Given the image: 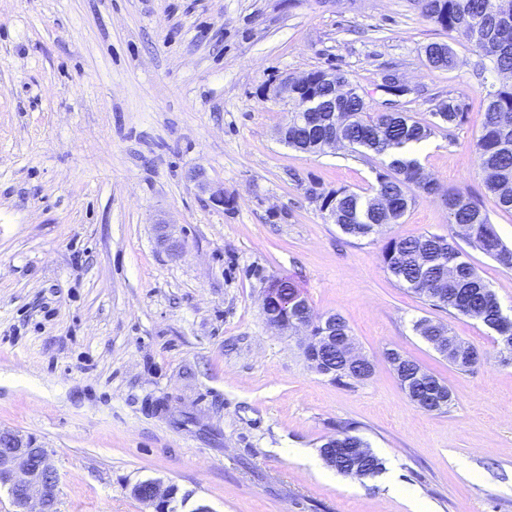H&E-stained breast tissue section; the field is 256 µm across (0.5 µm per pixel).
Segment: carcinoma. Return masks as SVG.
I'll return each mask as SVG.
<instances>
[{
    "mask_svg": "<svg viewBox=\"0 0 512 512\" xmlns=\"http://www.w3.org/2000/svg\"><path fill=\"white\" fill-rule=\"evenodd\" d=\"M421 14L443 30L458 33L473 51L487 59L490 70L509 76L511 82L485 86L480 105L483 122L474 143L478 167L485 173V186L497 206L512 212V0H415ZM427 65L434 71H447L456 65L452 48L434 42L426 46ZM336 83L347 88V97L336 108L343 110V123L336 126V141L353 152L359 149L390 158L387 172L378 174L377 186L371 193L360 194L341 188L320 199H331L336 211V224L341 231L355 238H365L378 232L386 224L398 221L415 201L416 195H439L448 208L449 223L466 231V238L484 254L506 268H512V248L503 243L481 202L470 193L456 189H442L426 174L416 160L404 156L403 149L420 143L432 134L433 123L414 120L395 112L366 111L356 89L345 75L336 74ZM467 105L450 99L441 102L434 115L450 125L464 120ZM297 113H288L289 131L296 136L288 145L316 153V140L303 130H295ZM384 270L399 284L432 302V305L453 310L478 319L497 332L498 345L512 353L498 331V324L508 320L498 306L494 292L478 275L474 266L464 259L452 236L422 234L413 238H392L382 252ZM456 347L448 351V361L462 370H469L482 360L481 352L473 345L451 337ZM403 367L404 376L412 379L406 391L410 402L420 407L431 398L434 380L419 375L421 366L395 353ZM334 381L344 378L365 380L372 374L371 363L364 372L351 373L336 360L326 366ZM356 443L368 444L344 427L320 447L321 456L336 453V449ZM336 472L358 478L373 477L382 470L381 460L373 453L362 458L340 455L336 458Z\"/></svg>",
    "mask_w": 512,
    "mask_h": 512,
    "instance_id": "obj_1",
    "label": "carcinoma"
}]
</instances>
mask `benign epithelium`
Masks as SVG:
<instances>
[{"instance_id": "obj_1", "label": "benign epithelium", "mask_w": 512, "mask_h": 512, "mask_svg": "<svg viewBox=\"0 0 512 512\" xmlns=\"http://www.w3.org/2000/svg\"><path fill=\"white\" fill-rule=\"evenodd\" d=\"M312 74L287 75L273 90L274 99L291 102L297 111L304 112L319 103V97L312 95ZM377 89L386 95L400 96L412 92V88L396 74L381 77ZM321 137L318 143L322 148L336 147V109L323 119ZM188 178L198 189L209 194L211 202L224 205V188L211 183L201 169H195ZM288 307L282 304L277 295L265 293L262 311L270 326L278 329H302L306 352L320 345L326 348L336 346V337L331 335L328 317L313 320L310 309H296V304ZM59 483L57 470L50 463L47 449L37 445L36 440L16 431L0 429V488H8L14 512H56V490ZM133 496L153 508V512H166L174 497L173 486L159 480H146L132 487Z\"/></svg>"}]
</instances>
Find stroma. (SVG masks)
<instances>
[{"label": "stroma", "instance_id": "stroma-1", "mask_svg": "<svg viewBox=\"0 0 512 512\" xmlns=\"http://www.w3.org/2000/svg\"><path fill=\"white\" fill-rule=\"evenodd\" d=\"M444 42L458 64L431 70ZM478 57L415 0H0V428L33 437L59 473L57 512H151L132 487L175 486L190 512H512V362L481 321L388 275L390 238L454 235L512 317V269L421 195L382 234L342 233L319 195L369 191L385 157L296 150L277 130L286 75L338 71L386 109L469 105L412 149L444 188L481 198L512 247V213L485 188L474 142ZM224 188L210 202L187 178ZM179 244L169 250L161 238ZM292 277L314 315H341L372 364L342 385L312 370L302 332L262 299ZM484 352L467 371L419 318ZM448 385L443 413L411 403L388 350ZM350 425L382 460L362 481L319 460ZM427 65L434 71H447L456 65V57L448 44L434 42L426 46ZM188 178L196 184L198 189L209 194V199L215 205H223L224 188L211 183L202 169H195L188 174Z\"/></svg>", "mask_w": 512, "mask_h": 512}]
</instances>
